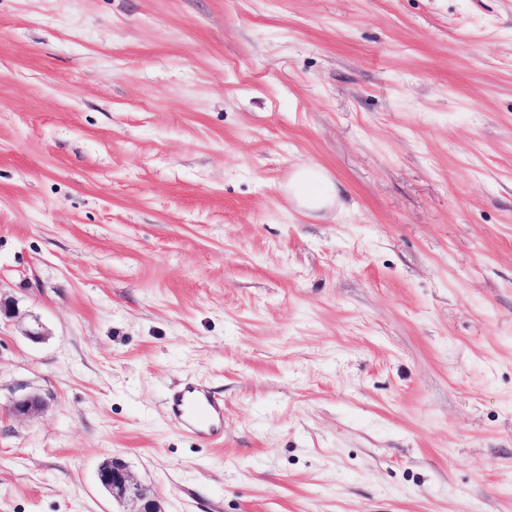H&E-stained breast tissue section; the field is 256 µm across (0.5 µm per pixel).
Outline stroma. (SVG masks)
Instances as JSON below:
<instances>
[{"label": "stroma", "instance_id": "stroma-1", "mask_svg": "<svg viewBox=\"0 0 512 512\" xmlns=\"http://www.w3.org/2000/svg\"><path fill=\"white\" fill-rule=\"evenodd\" d=\"M0 301V512H512V0H0ZM288 192L299 207L308 212L322 210L336 200V186L328 174L315 165L297 167ZM170 413L192 433L212 440L224 418V406L196 387L175 392L167 402ZM97 481L118 503H129L121 512H164L152 489L139 481L121 459H105L97 469Z\"/></svg>", "mask_w": 512, "mask_h": 512}]
</instances>
